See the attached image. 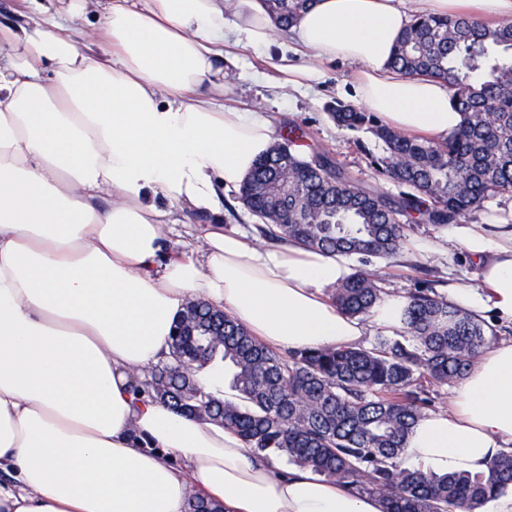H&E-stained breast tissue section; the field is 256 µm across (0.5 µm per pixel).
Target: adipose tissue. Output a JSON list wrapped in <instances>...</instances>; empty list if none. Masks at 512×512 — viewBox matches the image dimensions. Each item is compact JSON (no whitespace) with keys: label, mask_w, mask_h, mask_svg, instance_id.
Returning <instances> with one entry per match:
<instances>
[{"label":"adipose tissue","mask_w":512,"mask_h":512,"mask_svg":"<svg viewBox=\"0 0 512 512\" xmlns=\"http://www.w3.org/2000/svg\"><path fill=\"white\" fill-rule=\"evenodd\" d=\"M512 20V0H313L287 30L266 0H102V54L65 23H0V512H386L308 471L259 460L223 424L136 393L193 300L266 346L354 345L395 324L326 296L345 256L225 231L224 197L278 139L269 118L218 106L247 54L297 92L318 63L352 64L360 103L439 140L463 121L448 86L396 70L414 13ZM211 214L202 246L167 249L179 209ZM474 283L446 295L512 325V219L451 224ZM512 443V339L486 350L408 452L437 473L485 471Z\"/></svg>","instance_id":"ef3b65f1"}]
</instances>
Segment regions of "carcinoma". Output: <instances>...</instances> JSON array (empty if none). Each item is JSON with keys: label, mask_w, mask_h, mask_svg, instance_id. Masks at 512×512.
<instances>
[{"label": "carcinoma", "mask_w": 512, "mask_h": 512, "mask_svg": "<svg viewBox=\"0 0 512 512\" xmlns=\"http://www.w3.org/2000/svg\"><path fill=\"white\" fill-rule=\"evenodd\" d=\"M286 28L311 0H268ZM408 74L426 73L453 90L462 124L441 141L401 133L373 112L336 101V124L370 131L381 153L375 176L403 191L360 182L335 156L288 127L240 190L260 223L253 234L340 252L359 266L331 289L343 313L375 315L390 292L372 269L404 247L415 224H461L489 200L512 196V23L466 16L413 17L393 53ZM484 323L429 285L400 295L398 323L368 347L271 350L223 311L195 301L174 325L171 360L154 366L139 392L179 412L224 423L249 447L379 496L387 512H474L512 488V446L479 474H435L407 462V439L433 410V386L462 380L488 348ZM229 362L237 400L205 392L196 369Z\"/></svg>", "instance_id": "1"}]
</instances>
